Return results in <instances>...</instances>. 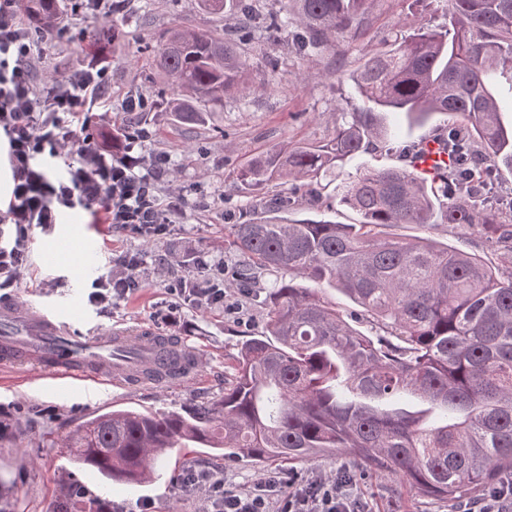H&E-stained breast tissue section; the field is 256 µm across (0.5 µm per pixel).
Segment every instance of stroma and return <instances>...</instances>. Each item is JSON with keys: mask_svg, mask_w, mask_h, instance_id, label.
<instances>
[{"mask_svg": "<svg viewBox=\"0 0 512 512\" xmlns=\"http://www.w3.org/2000/svg\"><path fill=\"white\" fill-rule=\"evenodd\" d=\"M123 9L126 38L117 47L109 36L111 19L86 7L72 14L64 30L49 35L46 56L35 66L37 80L43 86L51 76L62 80L77 69L107 68L112 85L109 104L91 114V127L103 143L111 142L115 119L125 116V102L146 97L151 110L135 115L139 126L150 132L141 150L150 156H167L159 189L165 196H183L186 213L180 223L168 225L165 234L145 239L97 223L91 212L68 211V223L54 225L49 231L31 229L28 260L12 291L47 302L75 300L83 304L93 280L109 272L113 257L145 256L138 288L115 301L108 311L90 309L92 326L107 331L124 324H153L166 335L204 350L207 360L199 379L172 387L156 383L132 392L106 387L90 394L76 390L65 395L43 387L30 367L0 368V512H50L56 499L75 482L90 494L103 492L99 475L71 465L62 446L66 435L89 416L124 408L179 411L189 403L213 400L223 393L229 356L264 329L275 277L258 273L248 290L225 283L223 305L207 310L184 305L179 324L170 326L162 318L170 301L169 284L199 273L196 265L183 263V256L195 255L209 265L220 259L226 272H233L240 256L225 241L224 227L252 218L256 199L267 193L266 188L237 182V168L274 146L325 140L333 131L341 93L332 72L351 78L367 51L386 50L391 32L411 33L423 20L434 25L445 21L439 0L428 5L422 0H372L362 35L346 37L336 50L318 52L307 59L292 52L287 39L273 41L264 32L252 31L242 44L253 63L248 76L250 91L225 95L223 108L217 109L209 125L199 128L173 125L170 113L165 112L161 98L169 93V81L156 70L152 49L163 32L176 23L229 32L240 30L242 21L236 16L205 13L197 0H125ZM270 58L278 62L273 85L268 82L266 66ZM384 121L400 128L399 139L386 148L346 158L338 168L339 175L403 165L410 144L432 138L451 125L453 118L436 113L424 123L411 125L402 114L388 113ZM323 184L321 201L289 210L288 219L358 223L357 213L338 204L335 181L327 177ZM401 232L462 248L494 267L503 263V250L475 229L406 224ZM58 233L78 242L86 237L96 239L98 247L88 253L75 250L69 268L41 269L39 251ZM186 461L199 470L222 474L225 491L233 494L251 491L270 475L276 476L286 491L316 480L338 478L367 512H453L446 500L418 495L395 475L347 479L354 460L341 451L297 461L252 464L225 461L223 453L207 448L170 453L151 483L112 485L106 491L112 512H209L204 494L169 481L171 470Z\"/></svg>", "mask_w": 512, "mask_h": 512, "instance_id": "1", "label": "stroma"}]
</instances>
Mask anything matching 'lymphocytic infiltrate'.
Wrapping results in <instances>:
<instances>
[{"mask_svg":"<svg viewBox=\"0 0 512 512\" xmlns=\"http://www.w3.org/2000/svg\"><path fill=\"white\" fill-rule=\"evenodd\" d=\"M45 50V39L17 22L15 0H0V132L7 138L5 158L12 173L9 194L0 203V223L12 235L0 246L1 289L16 281L26 263L31 228H51L62 210H92L112 226L151 238L182 217L187 207L182 196L160 197L158 180L166 160L137 152V144L147 139L145 131L129 134L126 148L118 153L90 134V114L110 86L107 69H82L63 83L42 88L34 63ZM72 142L78 148L66 176L49 178L48 162ZM113 265L114 272L97 279L88 294L90 305L102 311L139 285L140 259L121 255ZM223 271L222 264L211 265L204 275L175 280L169 293L197 309H209L224 300ZM187 487L207 494L213 512H270L277 493L276 482L267 478L251 493L228 494L223 480L209 472L188 481ZM284 512L360 510L336 482L320 480L289 491Z\"/></svg>","mask_w":512,"mask_h":512,"instance_id":"lymphocytic-infiltrate-1","label":"lymphocytic infiltrate"}]
</instances>
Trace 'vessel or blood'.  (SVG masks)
Here are the masks:
<instances>
[{
  "label": "vessel or blood",
  "mask_w": 512,
  "mask_h": 512,
  "mask_svg": "<svg viewBox=\"0 0 512 512\" xmlns=\"http://www.w3.org/2000/svg\"><path fill=\"white\" fill-rule=\"evenodd\" d=\"M72 249L69 237H58L40 251L39 264L58 268ZM171 351L169 340L152 329L136 335L117 328L98 335L74 304L0 299V365L32 364L56 388L135 385L168 372Z\"/></svg>",
  "instance_id": "obj_1"
}]
</instances>
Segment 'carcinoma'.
Wrapping results in <instances>:
<instances>
[{"mask_svg":"<svg viewBox=\"0 0 512 512\" xmlns=\"http://www.w3.org/2000/svg\"><path fill=\"white\" fill-rule=\"evenodd\" d=\"M258 19L307 58L361 32L369 0H279ZM446 23L420 24L373 53L351 77L333 134L317 143L273 147L244 164L236 180L290 185L259 200L261 216L227 224L251 275H280L264 332L229 357L231 380L209 404L152 413L112 410L88 417L67 438L73 465L105 483L141 485L172 448L224 451L232 461H284L345 449L379 472L400 475L418 494L452 502L492 487L512 471V269L423 238L396 237L402 224H465L512 253V218L478 203L493 173H512V134L500 121L494 76L512 81V0H444ZM212 14L252 17L253 0H198ZM28 28L52 34L60 0H16ZM242 34L170 27L157 66L171 81L166 109L203 125L231 91L248 89ZM402 112L411 124L434 113L459 120L434 138L448 157L429 175L407 164L367 169L339 187L357 224L290 222L282 214L315 196L337 162L397 136L383 123ZM301 278L313 287L296 282ZM327 285L355 309L319 295ZM370 326L364 332L361 325Z\"/></svg>","mask_w":512,"mask_h":512,"instance_id":"1","label":"carcinoma"}]
</instances>
